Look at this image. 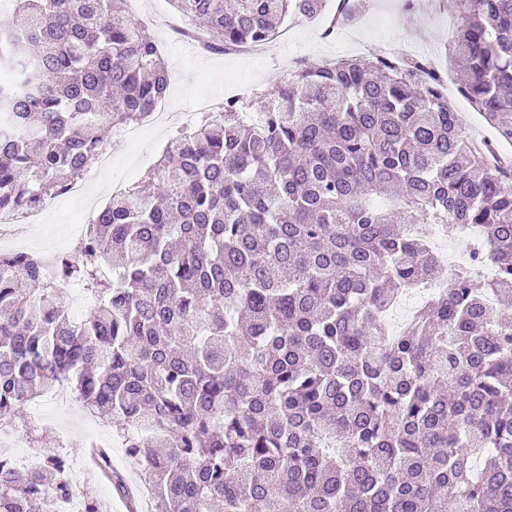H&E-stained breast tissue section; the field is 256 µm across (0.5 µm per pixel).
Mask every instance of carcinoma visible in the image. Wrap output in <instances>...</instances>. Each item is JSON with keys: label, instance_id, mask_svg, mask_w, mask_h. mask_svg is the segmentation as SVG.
Returning a JSON list of instances; mask_svg holds the SVG:
<instances>
[{"label": "carcinoma", "instance_id": "1", "mask_svg": "<svg viewBox=\"0 0 512 512\" xmlns=\"http://www.w3.org/2000/svg\"><path fill=\"white\" fill-rule=\"evenodd\" d=\"M130 0H9L0 26V212L63 193L168 88ZM205 50L261 44L326 0H173ZM477 151L421 57L304 63L178 133L112 197L59 273L0 253V424L67 383L137 458L152 512H512V0H456ZM392 202L378 206L374 198ZM409 224L482 228L477 259L399 333L384 315L448 275ZM494 294L496 304L487 301ZM0 457V512H47L67 459ZM97 468L124 495L110 454Z\"/></svg>", "mask_w": 512, "mask_h": 512}]
</instances>
